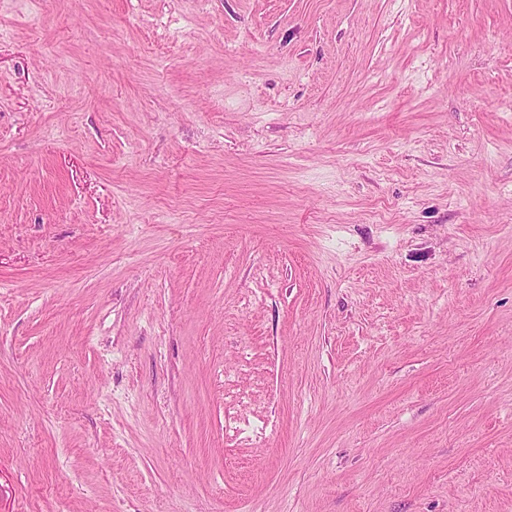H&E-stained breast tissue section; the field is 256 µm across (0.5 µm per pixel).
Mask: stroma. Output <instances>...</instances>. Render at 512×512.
<instances>
[{"label": "stroma", "instance_id": "obj_1", "mask_svg": "<svg viewBox=\"0 0 512 512\" xmlns=\"http://www.w3.org/2000/svg\"><path fill=\"white\" fill-rule=\"evenodd\" d=\"M512 0H0V512H512Z\"/></svg>", "mask_w": 512, "mask_h": 512}]
</instances>
